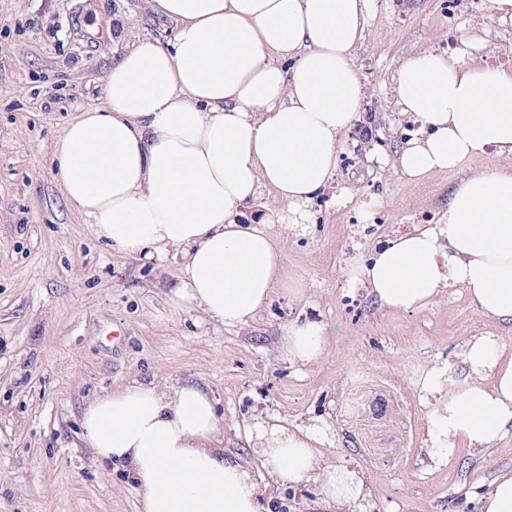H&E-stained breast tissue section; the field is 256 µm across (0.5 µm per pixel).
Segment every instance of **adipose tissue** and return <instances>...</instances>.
Listing matches in <instances>:
<instances>
[{
	"label": "adipose tissue",
	"mask_w": 512,
	"mask_h": 512,
	"mask_svg": "<svg viewBox=\"0 0 512 512\" xmlns=\"http://www.w3.org/2000/svg\"><path fill=\"white\" fill-rule=\"evenodd\" d=\"M373 0H152L171 39L148 37L113 62L105 102L69 124L55 153L67 201L120 253L180 260L173 309L244 324L279 284L283 252L262 203L272 187L307 205L333 176L366 92L353 51ZM476 34L446 53L405 57L397 103L419 128L399 154L409 177L457 168L485 150L512 155V67L476 55ZM380 306L416 310L464 289L483 316L512 322V172H476L452 189L440 223L386 241L348 269ZM329 342L322 320L288 324L281 347L312 366ZM462 385L423 384L428 469L460 444L494 448L512 433V354L471 338ZM98 460L134 474L143 512H271L248 467L224 455L214 402L200 386L132 382L85 407ZM250 445L274 480L316 489L326 512H365V480L330 464L315 425L255 426Z\"/></svg>",
	"instance_id": "1"
}]
</instances>
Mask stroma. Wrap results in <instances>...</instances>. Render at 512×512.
Returning <instances> with one entry per match:
<instances>
[{
	"instance_id": "obj_1",
	"label": "stroma",
	"mask_w": 512,
	"mask_h": 512,
	"mask_svg": "<svg viewBox=\"0 0 512 512\" xmlns=\"http://www.w3.org/2000/svg\"><path fill=\"white\" fill-rule=\"evenodd\" d=\"M487 2L459 0L451 15L444 0H375L354 51L365 110L340 148L352 163L337 165L299 220L265 189L283 283L254 320L226 326L172 309L178 264L112 252L69 205L53 166L67 125L102 104L116 57L143 37H171L173 22L155 17L150 0H0V512H140L133 475L94 462L82 410L102 391L163 376L208 387L224 451L242 461L255 458L254 424L322 420L324 453L363 473L370 512H479L484 490L512 472V433L425 472L421 375L444 363L446 385H458L467 340L486 333L512 346V324L482 317L460 288L415 312L385 310L347 269L411 230L416 212L441 215L466 175L512 171V157L490 150L421 178L396 163L408 125L395 92L405 55L451 50L479 25L486 61H512V26L493 22ZM355 200L383 211L384 226L351 223ZM312 316L335 333L305 367L288 361L281 339L286 324Z\"/></svg>"
}]
</instances>
